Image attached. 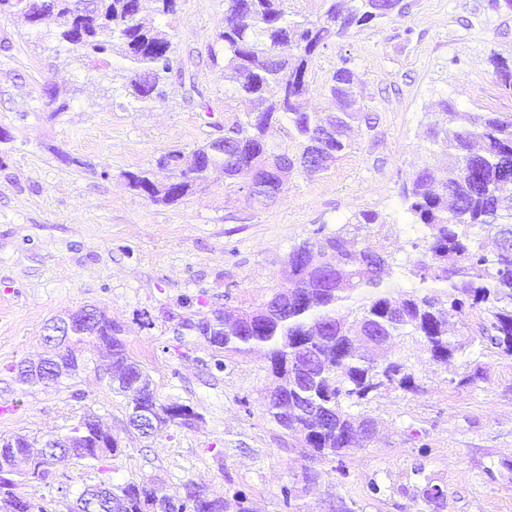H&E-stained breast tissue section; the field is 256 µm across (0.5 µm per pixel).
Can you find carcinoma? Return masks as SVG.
Masks as SVG:
<instances>
[{"label": "carcinoma", "mask_w": 512, "mask_h": 512, "mask_svg": "<svg viewBox=\"0 0 512 512\" xmlns=\"http://www.w3.org/2000/svg\"><path fill=\"white\" fill-rule=\"evenodd\" d=\"M73 0H0V14L17 16L27 33H37L45 17L59 20L55 39L76 59L125 63V89L134 101L149 104L162 95L173 72L183 68L171 34L142 16L143 0H96V7L73 13ZM224 25L209 45V56L224 55V80L245 102L242 116L224 127L232 150L213 142L186 155L172 150L157 166L180 176L169 188L153 171L125 174L128 185L153 203L173 205L189 195L213 171L227 179L255 175L247 187L250 200L263 204L286 193L293 172L310 153L336 161L350 148L347 133L359 119L358 80L350 59H342L325 92L336 111L322 115L306 109L309 72L320 49L356 27L390 18L378 0H324L323 16L312 20L288 12L286 0H225ZM496 83L512 93V60L489 57ZM287 127L293 146L268 138L274 125ZM429 151H447L448 164L428 165L404 185L401 197L412 223L423 236L415 253L395 257L383 242L355 247L350 232L369 231L386 220L362 211L334 231L320 225L288 253V287L279 307L272 299L232 316L221 311L181 318L176 339L194 336L215 353L214 367L224 368L223 353L259 354L268 363L272 382L264 395L271 420L286 434L299 433L305 447L320 457H344L366 447L371 418L349 412L381 388L417 390L408 356L388 361L377 339L418 340L431 358L448 363L468 342L448 335V314L467 319V335L491 354L512 359V116L500 112H461L444 100L428 128ZM494 234L498 248L484 249L481 232ZM403 268L419 287L398 296L388 291L393 268ZM124 330L105 313L90 329H75L67 353L55 363L52 382L72 379L97 359L106 363L112 391L128 399L129 409L156 408L155 429L180 426L157 398L152 381L126 348ZM318 409L314 415L312 409ZM70 452L47 451L43 442L24 435H0V512H47L27 499L23 488L45 481L71 459L95 466L122 449L98 448L99 417L87 411L67 430ZM116 512H250L247 499L228 500L193 483L177 497L159 498L146 483H107ZM435 509L445 491L430 479L416 488Z\"/></svg>", "instance_id": "cac0c4a2"}]
</instances>
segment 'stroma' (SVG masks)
<instances>
[{
	"mask_svg": "<svg viewBox=\"0 0 512 512\" xmlns=\"http://www.w3.org/2000/svg\"><path fill=\"white\" fill-rule=\"evenodd\" d=\"M402 15L352 30L317 53L308 107L334 108L324 84L341 58L355 61L364 120L352 147L328 171L292 175L288 193L253 204L223 173L175 205L151 203L126 172L154 168L172 148L191 151L223 137L240 104L207 46L224 23V0H177L156 17L182 58L165 97L141 106L125 92L119 59L92 67L66 63L46 20L40 36L0 15V434L38 439L65 433L93 410L122 448L104 468L70 460L29 498L64 512L90 484L150 481L173 495L191 481L245 495L251 512H285L281 490L294 486L299 512H331L336 498L357 512H429L411 498L417 465L446 494L444 512H512V360L472 345L443 364L417 342L393 340L389 356L409 350L418 388L380 389L358 411L376 423L361 450L344 460L307 459L300 437H285L263 408L271 382L260 355L226 357L215 369L199 339H176L183 316L248 308L287 284L291 247L319 225L336 229L372 210L392 249L419 231L408 222L401 186L418 169L440 166L426 129L437 103L465 112L512 115V95L496 84L488 57L512 55V10L489 0H403ZM67 111L52 113L49 91ZM122 325L129 354L160 400L190 405L199 420L139 437L128 404L102 371L87 369L56 386L24 385L9 366L36 360L47 322L86 306ZM483 377L462 384L465 371ZM321 475L308 485L299 474ZM382 495H373L371 484Z\"/></svg>",
	"mask_w": 512,
	"mask_h": 512,
	"instance_id": "stroma-1",
	"label": "stroma"
}]
</instances>
